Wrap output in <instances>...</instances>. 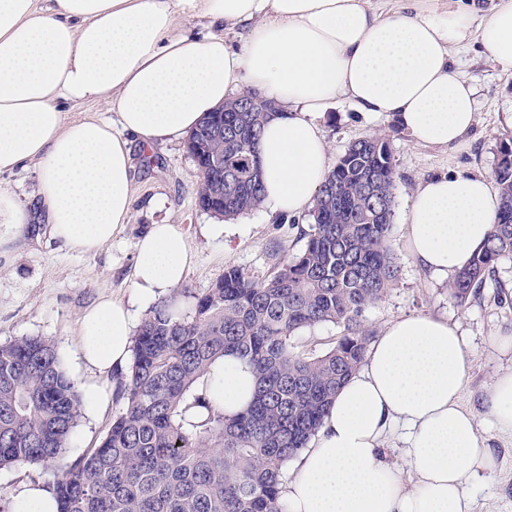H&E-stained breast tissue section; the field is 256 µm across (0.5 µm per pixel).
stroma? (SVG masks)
Listing matches in <instances>:
<instances>
[{"instance_id": "35a3bbf8", "label": "stroma", "mask_w": 512, "mask_h": 512, "mask_svg": "<svg viewBox=\"0 0 512 512\" xmlns=\"http://www.w3.org/2000/svg\"><path fill=\"white\" fill-rule=\"evenodd\" d=\"M457 68L474 85L477 99L476 122L457 144L415 145L394 120L368 117L343 97L331 103L319 124L333 161L357 139L380 134L389 142L397 171L389 245L399 273L386 296L367 308L361 320L365 329L377 335L404 315L430 314L458 325L469 352L459 403L477 412V433L495 460L494 468L469 488L473 510L512 512V434L499 432L479 412L494 379L512 371V351L494 345L496 336L512 333V259L498 266L499 288H484L460 306L449 301L446 281L423 272L405 248L403 216L417 185L452 172L491 176L501 141L512 139V127L505 123L506 113L512 111V77L474 41L460 49ZM132 162L131 216L110 243L94 253L70 251L52 236L44 215L39 214L20 229L7 256L0 257V343L22 336L53 340L64 370L79 387L89 375L77 359L76 322L102 297L128 298L135 243L150 225H177L195 252L194 265L183 282L190 290L182 306L188 315L196 296L222 279L227 268L243 269L258 281L267 279L279 258L303 249V233L312 222L306 212L289 216L262 206L236 218V232L229 239L207 237L201 227L215 223L216 218L195 203L200 174L185 141L159 143L150 149L133 143ZM97 383L111 400L103 410L83 401L66 461L98 447L123 409L122 402L113 398L115 375L98 378Z\"/></svg>"}]
</instances>
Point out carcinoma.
I'll return each instance as SVG.
<instances>
[{
	"label": "carcinoma",
	"instance_id": "carcinoma-1",
	"mask_svg": "<svg viewBox=\"0 0 512 512\" xmlns=\"http://www.w3.org/2000/svg\"><path fill=\"white\" fill-rule=\"evenodd\" d=\"M247 96L224 103L190 136L206 171L196 206L226 220L262 204L255 172L264 112H243ZM493 177L501 206L485 246L448 281L463 305L512 259V139L501 142ZM396 167L386 138L351 143L317 192L303 250L277 262L262 282L230 267L194 315L161 301L142 322L126 374L123 412L100 445L65 468L81 399L55 343L22 337L0 344V468L38 466L53 476L58 512H285L280 485L288 461L307 447L337 391L363 363L372 336L363 311L396 280L389 246ZM332 323L326 350L300 351L294 336ZM259 379L251 405L226 420L206 384L226 354Z\"/></svg>",
	"mask_w": 512,
	"mask_h": 512
}]
</instances>
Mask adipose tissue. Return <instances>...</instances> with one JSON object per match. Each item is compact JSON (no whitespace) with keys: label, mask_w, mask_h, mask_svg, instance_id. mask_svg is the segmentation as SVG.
<instances>
[{"label":"adipose tissue","mask_w":512,"mask_h":512,"mask_svg":"<svg viewBox=\"0 0 512 512\" xmlns=\"http://www.w3.org/2000/svg\"><path fill=\"white\" fill-rule=\"evenodd\" d=\"M470 4L444 13L385 16L368 0H0V173L37 167L39 206L71 251L109 243L132 208L131 138L145 145L188 135L229 94L261 89L280 107L263 126V202L298 214L313 206L329 169L317 118L343 96L365 113L394 118L418 145L447 146L476 120L472 86L453 68L455 49L477 38L512 75V0L480 26ZM206 20L208 33L180 23ZM249 32L241 48L224 30ZM106 105L109 119L70 121L66 104ZM499 197L486 177L444 174L420 183L404 214L406 249L444 279L486 243ZM195 260L174 224L136 242L128 301L99 299L78 319L86 396L108 397L94 378L131 353L135 303L170 296ZM468 352L456 325L429 315L392 321L341 387L281 486L286 512H471L467 487L492 470L476 415L460 407ZM257 388L246 361L225 355L211 390L225 417ZM484 414L512 434V372L497 377ZM406 431L405 466L382 448Z\"/></svg>","instance_id":"obj_1"}]
</instances>
